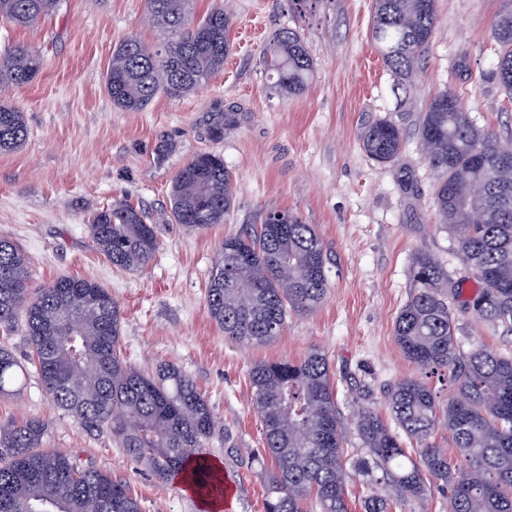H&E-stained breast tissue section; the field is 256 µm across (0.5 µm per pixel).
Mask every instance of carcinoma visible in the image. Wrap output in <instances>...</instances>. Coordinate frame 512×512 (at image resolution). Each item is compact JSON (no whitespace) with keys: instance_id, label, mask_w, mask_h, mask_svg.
<instances>
[{"instance_id":"carcinoma-1","label":"carcinoma","mask_w":512,"mask_h":512,"mask_svg":"<svg viewBox=\"0 0 512 512\" xmlns=\"http://www.w3.org/2000/svg\"><path fill=\"white\" fill-rule=\"evenodd\" d=\"M195 0H145L149 24L162 41L136 37L112 52L104 76L112 105L141 112L158 96L180 99L224 69L231 52L230 16L216 6L194 13ZM61 0H0V16L28 27L55 13ZM437 25L435 0H375L371 37L384 63L408 77L428 49ZM495 74L512 95V0L493 21ZM265 65L289 96L304 92L313 59L302 34L276 32ZM43 58L28 43L0 56V84L26 86L41 74ZM450 87L438 91L423 113L418 137L425 162L436 175L434 204L442 226L454 233L457 254L478 284L477 318L512 335V144L478 126ZM27 137L24 113L0 102V153ZM366 154L380 164L399 159L402 128L378 120L360 136ZM234 204L232 174L220 155H195L175 175L172 217L189 232L224 223ZM286 224L265 215L249 232L224 237L207 286V305L224 336L237 343L267 344L283 331L288 313L313 311L328 290L326 255L313 225L282 211ZM96 249L112 266L142 271L158 240L148 216L122 200L96 211L88 225ZM412 292L395 323V338L418 375L389 385L384 399L390 420L361 402L354 420L364 456L353 462L368 483L365 512H389L392 503L423 502L439 483L448 512H512V355L481 347L465 353L457 343L459 314L448 303V275L430 254L411 267ZM24 317L32 365L52 405L82 429L108 430L120 448L162 480L199 459L189 472L208 494L221 474L200 458L221 432L209 402L190 375L174 364L145 371L121 353L120 308L99 284L65 276L46 288L29 287L26 256L0 238V329ZM448 374L452 392L439 402L426 378ZM24 370L0 346V397L22 387ZM251 404L263 423L264 454L271 460L265 512H349L344 445L348 429L336 404L330 362L312 349L289 361L262 360L250 370ZM448 430L466 461L456 466L433 437ZM41 419L0 423V512H141L126 483L71 457L40 451ZM416 444L415 454L403 440Z\"/></svg>"}]
</instances>
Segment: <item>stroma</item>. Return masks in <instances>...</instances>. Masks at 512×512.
<instances>
[{
    "label": "stroma",
    "mask_w": 512,
    "mask_h": 512,
    "mask_svg": "<svg viewBox=\"0 0 512 512\" xmlns=\"http://www.w3.org/2000/svg\"><path fill=\"white\" fill-rule=\"evenodd\" d=\"M222 2L233 17V51L223 71L196 93L157 97L141 112L115 108L103 75L126 37L159 40L144 0H63L29 28L0 19V52L24 41L44 60L33 84L0 88V100L23 112L28 130L21 148L0 154V238L28 256L30 287L73 276L109 289L128 360L142 369L178 365L222 422L223 435L207 448L235 489L221 512H264L266 470L248 458L264 441L250 405L251 367L318 348L330 360L345 424L354 420L358 390L383 407L384 387L417 373L394 335L416 253L433 255L448 273L449 301L461 312V350L512 352V335L464 309L474 280L440 224L435 176L417 135L422 113L449 85L479 126L512 142V96L494 75L488 39L505 2L436 0L433 39L406 80L394 76L371 40L374 0H310L301 11L286 0ZM284 27L302 33L314 62L306 91L293 98L274 85L262 60ZM383 118L401 126L405 144L397 162L380 165L364 152L360 133ZM219 119L224 131L217 135ZM200 152L223 156L235 202L222 224L190 233L175 224L170 194L177 171ZM118 199L144 208L155 226L159 248L140 272L112 267L87 229L99 208ZM270 209L296 212L314 225L327 255L329 291L313 312L289 313L271 343L242 346L211 318L207 286L219 241L259 223ZM29 417L47 423L42 449L126 482L141 512H201L196 495L176 479L159 480L109 432L88 433L54 408L34 372L20 395L0 398V422ZM229 444L241 457L225 456Z\"/></svg>",
    "instance_id": "stroma-1"
}]
</instances>
